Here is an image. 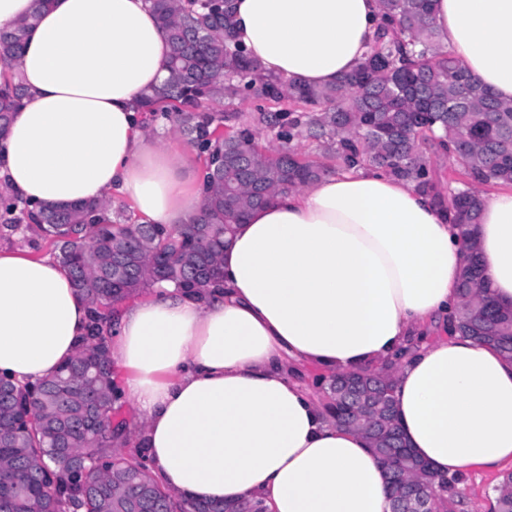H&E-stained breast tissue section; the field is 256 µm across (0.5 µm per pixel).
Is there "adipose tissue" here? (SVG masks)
Masks as SVG:
<instances>
[{
  "label": "adipose tissue",
  "mask_w": 512,
  "mask_h": 512,
  "mask_svg": "<svg viewBox=\"0 0 512 512\" xmlns=\"http://www.w3.org/2000/svg\"><path fill=\"white\" fill-rule=\"evenodd\" d=\"M228 5L263 73L313 87L359 68L379 21L378 0ZM29 16L13 63L27 96L0 138V189L36 205L124 201L145 223H193L202 174L137 110L170 56L146 0H0V28ZM432 26L476 80L512 101V0H435ZM482 201L479 223L457 224L415 182L369 168L274 194L226 242L222 288L192 297L161 283L115 306L112 360L142 413L129 447L192 500L391 512L370 439L336 424L306 371L392 358L397 422L434 473L512 462V360L448 333L469 244L490 299L512 307V186ZM88 319L56 262L0 248V376H51Z\"/></svg>",
  "instance_id": "1"
}]
</instances>
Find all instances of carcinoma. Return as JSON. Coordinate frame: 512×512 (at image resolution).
<instances>
[{
    "mask_svg": "<svg viewBox=\"0 0 512 512\" xmlns=\"http://www.w3.org/2000/svg\"><path fill=\"white\" fill-rule=\"evenodd\" d=\"M382 22L357 70L328 87L290 85L261 73L258 63L234 45L228 8H205L197 0H150L165 30L171 54L169 76L145 94L142 112L161 117L190 137L197 156L216 175H205L203 208L194 224L166 227L127 217H98L103 205L88 201L35 213L29 204L0 193V231L27 233L51 254L90 306L87 335L76 354L48 378L21 389L0 382V512H118L139 500L140 512H232L222 502L178 501L142 463L136 448L120 447L127 423L114 421L120 400L110 356L112 309L155 283L172 282L194 294L219 285L224 236L230 221L266 204L277 190L299 188L332 168L298 157L292 142L305 134L318 140L339 164L379 169L414 179L424 191L438 190L430 154L448 159L458 178L448 181L439 203H451L455 223L477 224L479 186L512 184V104L499 101L448 51L439 48L429 17L433 0H379ZM31 20L0 29V66L24 49ZM25 95L16 77L0 85V137ZM289 108L263 115L277 130L274 154L258 151L250 125L222 131L228 116L205 106L242 96ZM127 253L132 271L112 291V259ZM484 286L475 260L461 273L454 331L489 341L512 359V310L481 297ZM362 385L358 416L374 448L400 433L394 411L392 369L339 373L326 383L333 403L325 406L342 423L346 379ZM460 479L434 474L419 458L401 471V492L430 494L439 486L461 505ZM496 512H512V473L493 488Z\"/></svg>",
    "mask_w": 512,
    "mask_h": 512,
    "instance_id": "carcinoma-1",
    "label": "carcinoma"
}]
</instances>
